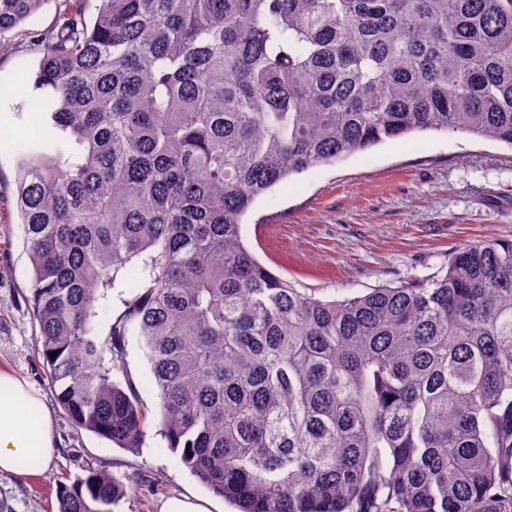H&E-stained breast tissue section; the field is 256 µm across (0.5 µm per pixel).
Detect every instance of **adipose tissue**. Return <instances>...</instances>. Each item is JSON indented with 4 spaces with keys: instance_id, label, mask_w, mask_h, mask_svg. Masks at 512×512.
<instances>
[{
    "instance_id": "ef3b65f1",
    "label": "adipose tissue",
    "mask_w": 512,
    "mask_h": 512,
    "mask_svg": "<svg viewBox=\"0 0 512 512\" xmlns=\"http://www.w3.org/2000/svg\"><path fill=\"white\" fill-rule=\"evenodd\" d=\"M56 452L54 418L26 378L0 368V473H21L29 456L49 462Z\"/></svg>"
}]
</instances>
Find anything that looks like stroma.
Returning <instances> with one entry per match:
<instances>
[{
    "instance_id": "obj_1",
    "label": "stroma",
    "mask_w": 512,
    "mask_h": 512,
    "mask_svg": "<svg viewBox=\"0 0 512 512\" xmlns=\"http://www.w3.org/2000/svg\"><path fill=\"white\" fill-rule=\"evenodd\" d=\"M56 0L26 25L0 34V131L27 128L42 91H19L15 74L38 66L27 28L50 27ZM245 243L296 288L342 300L369 289L445 274L457 249L512 240V148L460 132L390 140L292 176L244 216ZM31 264L18 224L16 155L0 145V368L23 375L54 409L57 454L26 475L0 474V512H58L59 484L102 470L130 486L113 512H157L176 492L208 491L148 433L131 453L76 428L57 406L37 353L27 298Z\"/></svg>"
}]
</instances>
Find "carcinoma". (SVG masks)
I'll return each instance as SVG.
<instances>
[{
  "label": "carcinoma",
  "instance_id": "1",
  "mask_svg": "<svg viewBox=\"0 0 512 512\" xmlns=\"http://www.w3.org/2000/svg\"><path fill=\"white\" fill-rule=\"evenodd\" d=\"M48 0H0V33ZM34 32L57 137H12L40 356L76 427L160 435L237 512H512V240L324 300L242 218L291 176L427 131L512 147V0H61ZM137 266L106 327L98 304ZM91 471L58 512H112ZM127 361L129 369L135 379L143 403L151 410V415L157 414V401L155 389L148 383L149 366L138 348L135 336L129 337Z\"/></svg>",
  "mask_w": 512,
  "mask_h": 512
}]
</instances>
